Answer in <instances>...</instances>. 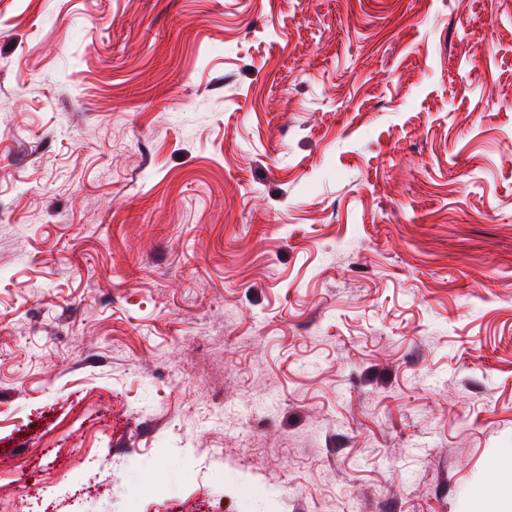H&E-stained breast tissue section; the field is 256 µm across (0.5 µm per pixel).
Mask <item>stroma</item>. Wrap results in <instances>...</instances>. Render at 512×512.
I'll list each match as a JSON object with an SVG mask.
<instances>
[{"label": "stroma", "mask_w": 512, "mask_h": 512, "mask_svg": "<svg viewBox=\"0 0 512 512\" xmlns=\"http://www.w3.org/2000/svg\"><path fill=\"white\" fill-rule=\"evenodd\" d=\"M512 0H0V512H512Z\"/></svg>", "instance_id": "stroma-1"}]
</instances>
